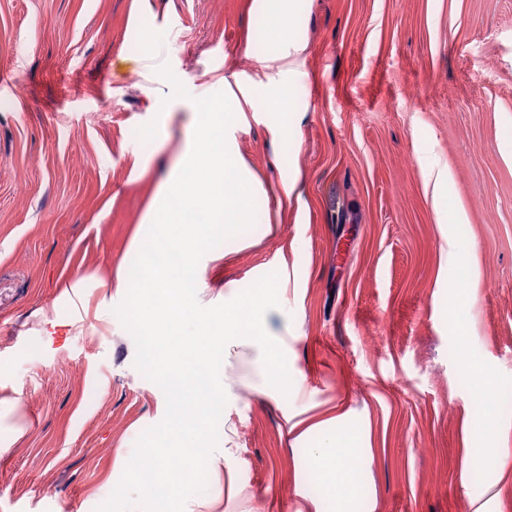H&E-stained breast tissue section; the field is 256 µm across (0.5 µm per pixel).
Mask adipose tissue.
Segmentation results:
<instances>
[{
  "label": "adipose tissue",
  "mask_w": 512,
  "mask_h": 512,
  "mask_svg": "<svg viewBox=\"0 0 512 512\" xmlns=\"http://www.w3.org/2000/svg\"><path fill=\"white\" fill-rule=\"evenodd\" d=\"M297 0H253L252 11L264 15L265 39L276 46H288L286 74L297 73L306 47L294 37L292 16ZM253 99L240 85L225 84L217 97L189 103L194 116V135L187 143L179 167L157 187L147 209L145 223L155 225L156 238L137 239L136 246L146 255L147 272L136 284H129L123 273H116L105 288L111 300L129 315L151 338L146 363L167 392L183 396V403L172 409L175 419L171 434L175 447L185 449L187 467L169 475L167 512H204L215 504L219 492L192 500L184 497L187 481L199 475L214 476L231 468L233 455L225 448L210 447L205 435L207 415L223 411L236 401L228 376L220 368L231 348L246 346L257 354L266 385L263 392L277 400L288 392V363L282 354L283 341L274 327L281 311L278 300L288 280L270 275L247 292L234 294L224 304V322L215 324L207 312L192 303L177 289L179 273L154 259L157 244L163 243L178 253L184 268L193 276L195 288L204 285L199 255L219 261L210 249L211 239L221 233L245 238L252 222V202L261 186L245 176L244 165L226 137L237 127L252 106ZM421 169L426 186L437 202V221L463 224V208H442L440 202L452 179L450 169L433 157H425ZM207 217L205 229L191 233L186 229L188 214ZM320 447L310 454L324 477L325 489L335 496L338 512H348L347 504L360 491L353 462L361 457L367 437L365 429L349 421L347 414L320 422Z\"/></svg>",
  "instance_id": "obj_1"
}]
</instances>
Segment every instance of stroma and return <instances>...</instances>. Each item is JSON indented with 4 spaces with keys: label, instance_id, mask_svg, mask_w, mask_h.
Listing matches in <instances>:
<instances>
[{
    "label": "stroma",
    "instance_id": "stroma-1",
    "mask_svg": "<svg viewBox=\"0 0 512 512\" xmlns=\"http://www.w3.org/2000/svg\"><path fill=\"white\" fill-rule=\"evenodd\" d=\"M131 3L0 0V394L18 401L0 418V512H114L116 480L150 512L124 463L151 449L165 472L178 455L146 336L116 310L51 341L39 312L73 317L61 280L144 277L134 238L151 237L146 207L193 132L185 104L161 109L163 72L183 77L186 101L227 79L258 100L282 77L262 64L277 49L252 0H149L135 15ZM293 26L306 46L296 136L276 141L281 114L264 107L235 130L261 211L246 240L216 238L224 259L191 299L218 321L223 295L286 273L300 384L269 401L254 354L231 350L238 400L205 419L210 446L237 458L217 485L246 488L235 512H336L310 457L320 433L296 442L282 425L337 407L369 432L349 512H472L466 491L485 486L491 512H512V463L483 450L491 423L512 449V0H305ZM426 149L447 162L467 223H437ZM296 170L301 197L278 212ZM466 269L461 336L448 305ZM464 352L488 372L490 412L469 401Z\"/></svg>",
    "mask_w": 512,
    "mask_h": 512
}]
</instances>
